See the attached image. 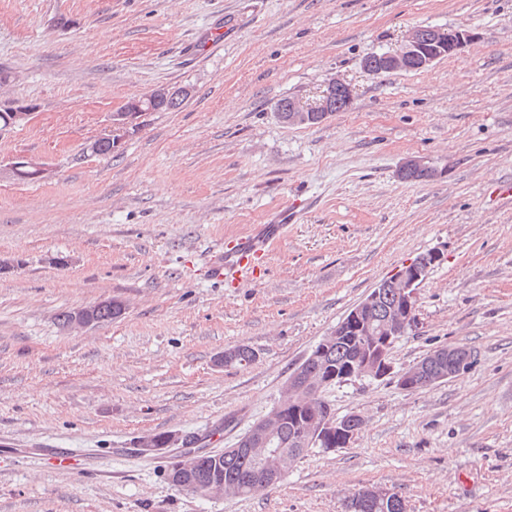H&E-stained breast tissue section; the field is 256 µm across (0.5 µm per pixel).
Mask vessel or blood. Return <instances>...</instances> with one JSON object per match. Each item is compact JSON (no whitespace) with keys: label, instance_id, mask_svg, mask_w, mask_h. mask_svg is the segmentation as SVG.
<instances>
[{"label":"vessel or blood","instance_id":"b4317fda","mask_svg":"<svg viewBox=\"0 0 512 512\" xmlns=\"http://www.w3.org/2000/svg\"><path fill=\"white\" fill-rule=\"evenodd\" d=\"M292 221L291 211H276L268 223L260 225L254 233L238 237L233 245L214 251L209 258L212 277L220 280L230 275L242 280H256L260 275L257 259L268 253L271 244L283 236Z\"/></svg>","mask_w":512,"mask_h":512}]
</instances>
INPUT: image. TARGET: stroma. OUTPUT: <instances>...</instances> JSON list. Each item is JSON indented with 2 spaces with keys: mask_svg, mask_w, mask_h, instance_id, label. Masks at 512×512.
Listing matches in <instances>:
<instances>
[{
  "mask_svg": "<svg viewBox=\"0 0 512 512\" xmlns=\"http://www.w3.org/2000/svg\"><path fill=\"white\" fill-rule=\"evenodd\" d=\"M61 14L72 27L52 26ZM419 26L476 37L423 71L363 70ZM0 68V100L37 105L0 162L55 170L0 175V512H346L370 486L406 512H512V0H0ZM333 78L354 91L347 110L279 120L278 99L311 103ZM159 87L189 94L112 156L87 153ZM410 156L438 176L400 179ZM278 207L298 219L262 277L213 280L209 253ZM432 249L444 259L391 363L459 345L469 370L413 392L325 388L359 433L249 497L183 492L171 453L140 450L172 432L234 447L321 339ZM112 297L114 321H58ZM239 344L255 362L217 364ZM8 172L15 180L44 181L52 177L54 170L47 164L24 155L14 157Z\"/></svg>",
  "mask_w": 512,
  "mask_h": 512,
  "instance_id": "obj_1",
  "label": "stroma"
}]
</instances>
